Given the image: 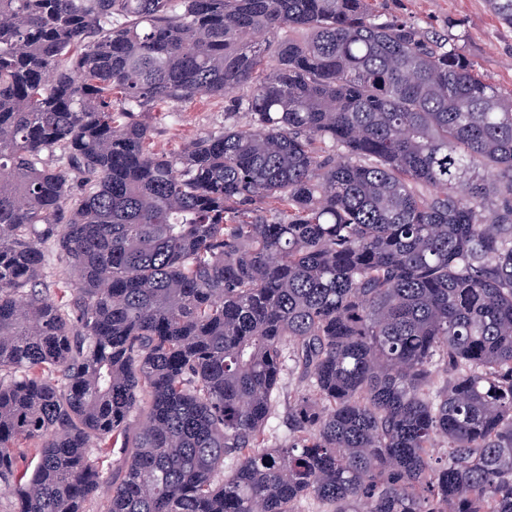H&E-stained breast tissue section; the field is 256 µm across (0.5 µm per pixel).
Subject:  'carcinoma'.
I'll list each match as a JSON object with an SVG mask.
<instances>
[{"label":"carcinoma","instance_id":"cac0c4a2","mask_svg":"<svg viewBox=\"0 0 512 512\" xmlns=\"http://www.w3.org/2000/svg\"><path fill=\"white\" fill-rule=\"evenodd\" d=\"M244 87L250 128L148 149L139 116ZM105 485V512H512V93L462 45L377 0H0V490ZM46 247L50 255V260L49 265L44 270V276H46L44 280L50 285L57 283L61 285L63 281L70 280L71 270L65 262L57 259L54 248L49 245H46ZM296 385V376L286 369L281 376V381L277 391L276 415L271 423L274 436L280 441L283 440V437L288 432L285 425L286 409L288 407V393L292 392L296 388ZM39 448H41V445L38 440H21L19 448H16L15 451L17 466L20 469L28 468L31 470L38 459Z\"/></svg>","mask_w":512,"mask_h":512}]
</instances>
